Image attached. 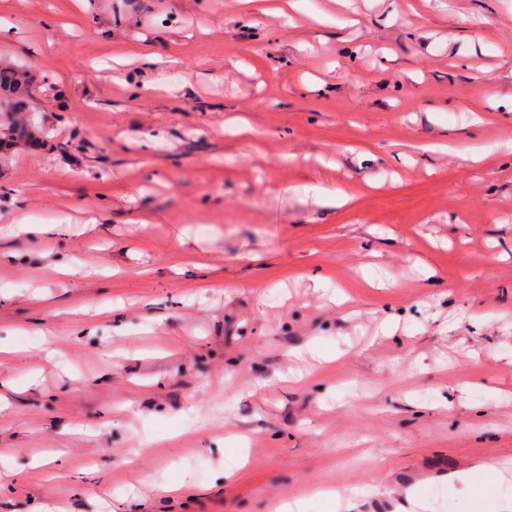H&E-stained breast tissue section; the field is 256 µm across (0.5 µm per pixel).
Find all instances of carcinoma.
<instances>
[{
	"label": "carcinoma",
	"mask_w": 512,
	"mask_h": 512,
	"mask_svg": "<svg viewBox=\"0 0 512 512\" xmlns=\"http://www.w3.org/2000/svg\"><path fill=\"white\" fill-rule=\"evenodd\" d=\"M33 91L31 76L16 67H0V155L12 152L26 143L33 146L45 144L44 133L31 115L24 120L23 112L32 110Z\"/></svg>",
	"instance_id": "cac0c4a2"
}]
</instances>
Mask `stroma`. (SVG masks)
I'll list each match as a JSON object with an SVG mask.
<instances>
[{
  "instance_id": "obj_1",
  "label": "stroma",
  "mask_w": 512,
  "mask_h": 512,
  "mask_svg": "<svg viewBox=\"0 0 512 512\" xmlns=\"http://www.w3.org/2000/svg\"><path fill=\"white\" fill-rule=\"evenodd\" d=\"M272 7L0 0L48 138L0 159V512H481L434 471L512 463V0Z\"/></svg>"
}]
</instances>
